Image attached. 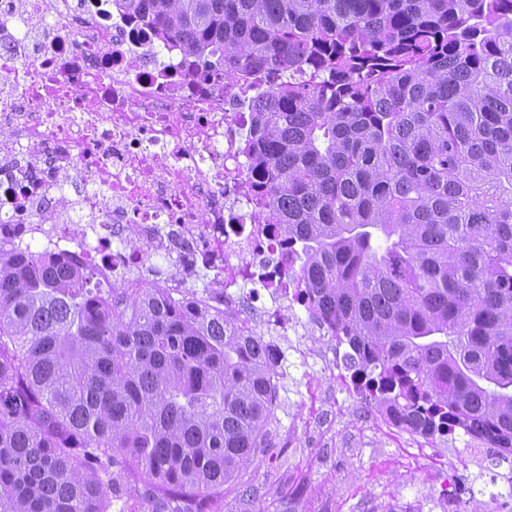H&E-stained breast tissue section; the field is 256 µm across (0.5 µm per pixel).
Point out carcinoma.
Here are the masks:
<instances>
[{
    "label": "carcinoma",
    "mask_w": 512,
    "mask_h": 512,
    "mask_svg": "<svg viewBox=\"0 0 512 512\" xmlns=\"http://www.w3.org/2000/svg\"><path fill=\"white\" fill-rule=\"evenodd\" d=\"M252 100L246 154L315 313L416 426L512 458V0H124ZM0 252V512H221L266 447L257 334Z\"/></svg>",
    "instance_id": "cac0c4a2"
}]
</instances>
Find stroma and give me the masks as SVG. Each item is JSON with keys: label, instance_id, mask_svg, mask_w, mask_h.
<instances>
[{"label": "stroma", "instance_id": "1", "mask_svg": "<svg viewBox=\"0 0 512 512\" xmlns=\"http://www.w3.org/2000/svg\"><path fill=\"white\" fill-rule=\"evenodd\" d=\"M285 343L296 354L282 370L268 445L239 480L225 485L223 512H403L409 503L416 512H512V500L499 497L512 465L498 462V449H486L477 464L465 437L436 439L433 455L451 456L464 490L462 498L448 497L441 472L424 464L421 449L368 424V401L337 394L316 357L328 341L309 320H300ZM309 379L318 382L316 430L299 424L307 412L301 394Z\"/></svg>", "mask_w": 512, "mask_h": 512}]
</instances>
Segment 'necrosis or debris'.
Returning <instances> with one entry per match:
<instances>
[{"label": "necrosis or debris", "mask_w": 512, "mask_h": 512, "mask_svg": "<svg viewBox=\"0 0 512 512\" xmlns=\"http://www.w3.org/2000/svg\"><path fill=\"white\" fill-rule=\"evenodd\" d=\"M120 0H0V249L60 254L114 286L111 304L151 282L278 337L313 307L280 227L265 222L241 153L255 89L174 57ZM135 228L142 248L124 245ZM171 269L162 275L156 258ZM356 393V353L334 341L321 358Z\"/></svg>", "instance_id": "necrosis-or-debris-1"}]
</instances>
